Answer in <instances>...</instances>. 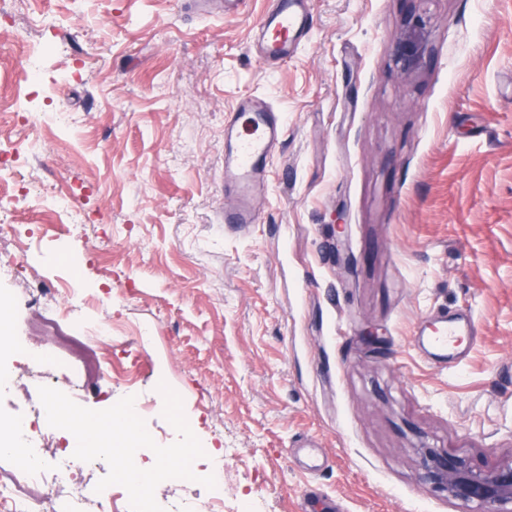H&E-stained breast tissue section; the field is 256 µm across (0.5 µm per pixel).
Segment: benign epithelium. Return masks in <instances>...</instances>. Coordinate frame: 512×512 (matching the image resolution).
I'll return each mask as SVG.
<instances>
[{
    "mask_svg": "<svg viewBox=\"0 0 512 512\" xmlns=\"http://www.w3.org/2000/svg\"><path fill=\"white\" fill-rule=\"evenodd\" d=\"M428 31L421 20L406 26L396 43L395 55L401 69L413 73L426 63ZM421 480L460 505L487 508L512 505V461L493 468L474 463L454 453L421 452Z\"/></svg>",
    "mask_w": 512,
    "mask_h": 512,
    "instance_id": "benign-epithelium-1",
    "label": "benign epithelium"
}]
</instances>
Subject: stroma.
<instances>
[{"mask_svg":"<svg viewBox=\"0 0 512 512\" xmlns=\"http://www.w3.org/2000/svg\"><path fill=\"white\" fill-rule=\"evenodd\" d=\"M267 0L199 18L185 0H13L0 34V95L25 45L51 51L21 105L62 110L29 182L71 193L72 231L11 210L30 239L0 298L67 280L97 285L85 318L148 333L134 390L147 429L177 440L157 390L183 399L203 447L231 448L224 510L460 512L419 478L418 447L494 467L512 460V0H313L308 44L268 68L251 52ZM428 62L402 72L411 18ZM288 119L264 221L226 231L224 115L249 94ZM470 309L478 336L439 371L412 336L429 310ZM378 330L377 343L362 337ZM58 390L84 407L116 381L61 361Z\"/></svg>","mask_w":512,"mask_h":512,"instance_id":"obj_1","label":"stroma"}]
</instances>
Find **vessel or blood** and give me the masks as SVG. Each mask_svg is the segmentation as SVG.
Instances as JSON below:
<instances>
[{
    "label": "vessel or blood",
    "instance_id": "obj_1",
    "mask_svg": "<svg viewBox=\"0 0 512 512\" xmlns=\"http://www.w3.org/2000/svg\"><path fill=\"white\" fill-rule=\"evenodd\" d=\"M312 15L309 0H269L255 31L252 51L265 64L274 66L292 60L308 42ZM252 127L242 135L240 121ZM288 125L284 113L255 95L243 97L236 111L224 118V176L228 199L224 222L239 230H253L263 220L261 194L271 165L285 140ZM419 350L435 367L447 369L459 359L460 337L475 333V322L465 312L448 314L441 309L416 326Z\"/></svg>",
    "mask_w": 512,
    "mask_h": 512
}]
</instances>
